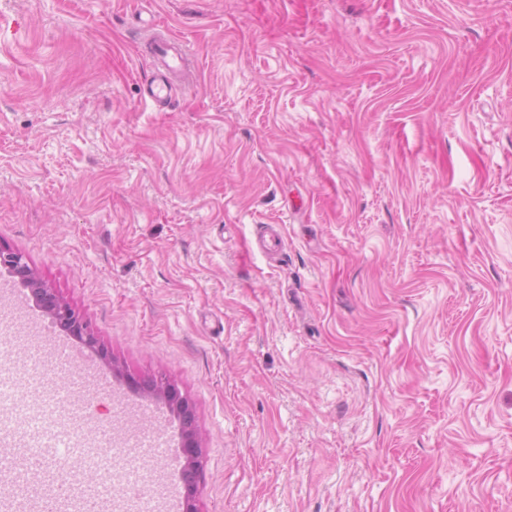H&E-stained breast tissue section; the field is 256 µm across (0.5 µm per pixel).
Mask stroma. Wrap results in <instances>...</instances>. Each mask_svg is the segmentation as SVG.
Returning a JSON list of instances; mask_svg holds the SVG:
<instances>
[{
  "label": "stroma",
  "mask_w": 512,
  "mask_h": 512,
  "mask_svg": "<svg viewBox=\"0 0 512 512\" xmlns=\"http://www.w3.org/2000/svg\"><path fill=\"white\" fill-rule=\"evenodd\" d=\"M0 247L198 512H512V0H0ZM147 48L149 52L145 54V57L152 63L155 60H161L165 67V71L158 72L144 90L145 99L147 97L158 102L164 98L169 90L168 74L183 69L187 60V53L183 42L170 34L151 39L147 43ZM0 268L12 271L27 283L33 298L55 323L66 329L70 335L75 336L87 348L96 347L97 339L86 321L76 314L70 304L61 298L54 288L35 275L21 253L0 247ZM147 392L163 403L178 418L183 439L181 453V480L183 482L182 512H198L196 507L197 484L200 477L201 451L197 430L190 415L189 403L177 392L174 385L166 382L150 386Z\"/></svg>",
  "instance_id": "obj_1"
}]
</instances>
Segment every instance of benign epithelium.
<instances>
[{
	"label": "benign epithelium",
	"mask_w": 512,
	"mask_h": 512,
	"mask_svg": "<svg viewBox=\"0 0 512 512\" xmlns=\"http://www.w3.org/2000/svg\"><path fill=\"white\" fill-rule=\"evenodd\" d=\"M0 268L12 271L27 283L33 298L55 323L66 329L70 335L76 337L86 347L90 349L96 347L97 339L86 321L76 314L70 304L61 298L54 288L35 275L21 253L0 247ZM147 392L163 403L180 422L183 439L181 448L183 455L181 480L184 488L182 512H198L196 494L202 469L201 451L198 433L190 415L189 403L170 383L162 382L156 386H150Z\"/></svg>",
	"instance_id": "1"
}]
</instances>
